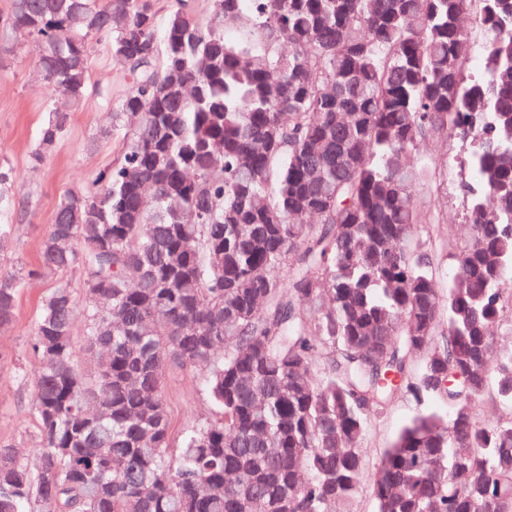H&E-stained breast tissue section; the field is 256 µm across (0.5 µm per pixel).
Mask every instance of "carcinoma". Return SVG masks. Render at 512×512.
Masks as SVG:
<instances>
[{
	"label": "carcinoma",
	"instance_id": "obj_1",
	"mask_svg": "<svg viewBox=\"0 0 512 512\" xmlns=\"http://www.w3.org/2000/svg\"><path fill=\"white\" fill-rule=\"evenodd\" d=\"M478 5L482 76H464ZM12 0L50 100L30 163L71 114L121 142L66 192L39 261L0 271V328L55 275L30 336V466L0 440V512H512V0ZM112 82L91 83L101 41ZM467 147L470 237L439 276L416 190L424 145ZM13 169L0 162V206ZM82 283V301L66 274ZM81 315L84 336L72 334ZM91 358L88 374L79 354ZM203 373L209 417L173 446L165 378ZM406 422L366 474L370 418ZM438 407L439 405L430 399L418 401L407 393L384 413L372 416L362 449L367 473L370 474L376 468L382 451L408 420L427 409Z\"/></svg>",
	"mask_w": 512,
	"mask_h": 512
}]
</instances>
